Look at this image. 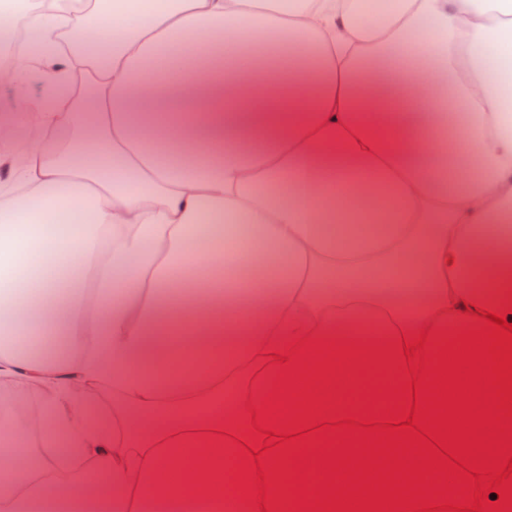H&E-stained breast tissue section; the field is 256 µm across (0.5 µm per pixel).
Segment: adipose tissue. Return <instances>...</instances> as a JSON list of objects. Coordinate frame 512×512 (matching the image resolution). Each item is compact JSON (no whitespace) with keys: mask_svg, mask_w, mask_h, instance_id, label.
I'll use <instances>...</instances> for the list:
<instances>
[{"mask_svg":"<svg viewBox=\"0 0 512 512\" xmlns=\"http://www.w3.org/2000/svg\"><path fill=\"white\" fill-rule=\"evenodd\" d=\"M27 37L0 66V386L41 414L0 403V512H265L320 350L512 287V0H53ZM410 54L405 94L383 70ZM82 384L116 386L111 422ZM363 436L292 454L296 512Z\"/></svg>","mask_w":512,"mask_h":512,"instance_id":"1","label":"adipose tissue"}]
</instances>
